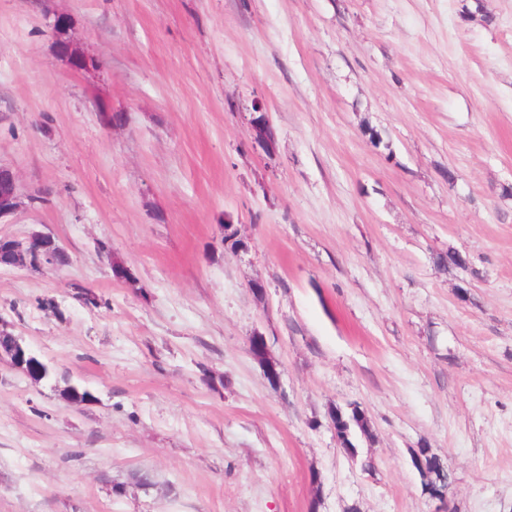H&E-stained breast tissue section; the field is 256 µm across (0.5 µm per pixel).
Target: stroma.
<instances>
[{"label":"stroma","mask_w":512,"mask_h":512,"mask_svg":"<svg viewBox=\"0 0 512 512\" xmlns=\"http://www.w3.org/2000/svg\"><path fill=\"white\" fill-rule=\"evenodd\" d=\"M38 3L0 170L51 196L0 237L67 260L0 265V331L92 398L0 357V512H433L422 447L512 512V0H50L84 70ZM45 237L42 234H33L17 246L15 251L20 266L40 270L45 266L57 264L53 253L44 250L40 245L41 240ZM349 405H353L350 413L347 414L348 418L346 419V431L339 436V441L344 446V448L354 449L355 445L352 442V438L356 435H360V437H364L369 442L373 441L374 436L372 434V430L370 424L368 422L367 417L365 416L363 410L360 409L357 403H352Z\"/></svg>","instance_id":"obj_1"}]
</instances>
